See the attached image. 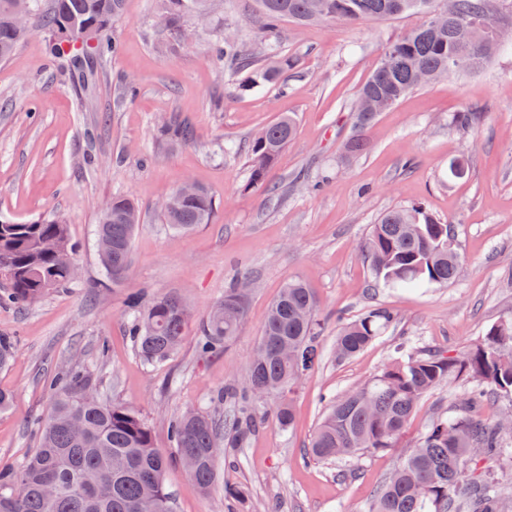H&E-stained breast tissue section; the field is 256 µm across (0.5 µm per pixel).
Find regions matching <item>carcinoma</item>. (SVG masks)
I'll use <instances>...</instances> for the list:
<instances>
[{
  "label": "carcinoma",
  "mask_w": 512,
  "mask_h": 512,
  "mask_svg": "<svg viewBox=\"0 0 512 512\" xmlns=\"http://www.w3.org/2000/svg\"><path fill=\"white\" fill-rule=\"evenodd\" d=\"M209 0H155L163 22L162 44H185L184 18L208 13ZM37 0H0V60L8 59L30 29L14 25L15 14L34 16ZM125 0H51L40 28L50 54L69 79L85 82L117 50L109 36L112 22L124 12ZM419 14L422 22L389 43L357 92L390 110L404 96L438 78L481 70L503 47L492 30L506 23L497 0H258L256 21L269 46L277 40L279 23L389 20ZM96 31V41L76 46L61 37L70 19ZM217 59L240 78L242 87L275 83L288 60L259 62L256 54L233 35L215 46ZM377 112H357L355 132L346 143L350 155L368 148L364 131ZM475 108L455 113L450 126L468 131L481 122ZM168 142H190L192 125L176 117L156 129ZM295 122L284 116L267 126L251 145V183L265 184L266 173L293 140ZM215 202L199 193L164 213L177 231L212 220ZM141 223L138 205L114 196L103 207L96 239L111 254L107 275L116 284L129 263L134 233ZM375 278L393 288L446 286L456 278L460 255L451 225L420 205L390 210L371 226L363 247ZM68 224L60 216L28 224L0 220V275L7 292L0 304L31 305L52 290L73 284L69 263L76 261ZM245 292L236 282L224 290L204 316L200 349L211 353L238 334L244 317ZM129 335L148 364L171 359L179 350L189 315L174 296L147 294L128 300ZM395 322L385 308L368 312L341 327L336 354L352 357L385 333ZM320 323L317 301L306 285L294 280L272 302L248 376L241 387L229 386L212 398L237 400L232 429L241 442L255 429V411L273 400L275 419L287 430L293 424L289 395L317 357ZM13 337L0 333V371L15 354ZM474 382L470 401L512 400V319L492 325L478 343L456 356L441 351L397 356L379 374L334 400L317 427L308 454L315 460H339L397 447L402 431L421 397L442 382ZM51 405L40 422L39 445L18 467L0 469V512H140L150 501L156 512H173L164 485L168 457L155 446L150 426L135 410L104 401L88 368L75 364L49 386ZM170 437L180 462L197 486L208 492L215 479L218 440L225 421L187 411L170 421ZM512 416L489 423L465 412L438 417L420 443L405 452L397 468L377 487L366 512H506L490 482L476 475L477 457L507 450Z\"/></svg>",
  "instance_id": "obj_1"
}]
</instances>
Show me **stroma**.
I'll use <instances>...</instances> for the list:
<instances>
[{"label":"stroma","mask_w":512,"mask_h":512,"mask_svg":"<svg viewBox=\"0 0 512 512\" xmlns=\"http://www.w3.org/2000/svg\"><path fill=\"white\" fill-rule=\"evenodd\" d=\"M210 22L188 18L192 42L159 49L154 0H126L114 22L118 51L86 91L75 90L53 62L44 34L32 29L0 62V215L25 223L62 215L78 246L73 288L37 303L0 305V332L14 336L16 356L0 372L13 393L0 412V467L34 451V421L50 404V380L82 362L104 399L138 411L171 461L165 486L174 512H364L374 488L415 447L440 413L464 410L472 388L447 382L426 394L395 450L366 453L346 477L340 464L306 455L332 400L362 386L408 341L412 350L458 354L493 325L512 319V47L482 71L421 87L382 113L367 130L368 151L348 155L351 105L385 46L417 26L411 14L358 24L281 22L276 54L290 62L278 82L250 90L228 76L212 42L232 33L248 45L259 35L246 20L255 0H214ZM135 93H127L126 82ZM480 107L481 123L464 133L451 116ZM293 116L296 135L268 174L274 195L250 183L249 145L265 126ZM178 117L196 140H156L158 124ZM94 165H87L86 156ZM463 157L465 179L447 178ZM215 201L212 223L177 234L161 205L186 182ZM127 196L140 205L130 271L107 279L96 252L104 204ZM419 203L452 224L462 262L455 280L428 288L375 282L360 246L386 211ZM248 288L239 333L210 355L198 349L200 320L235 280ZM292 279L318 301V359L292 394L294 423L261 421L245 442L225 432L216 477L202 493L175 459L168 426L185 409L212 410L211 398L245 381L271 302ZM173 295L193 312L179 352L145 363L128 336L129 296ZM384 306L395 325L359 354L337 359L336 334ZM230 487L241 496L227 495Z\"/></svg>","instance_id":"35a3bbf8"}]
</instances>
